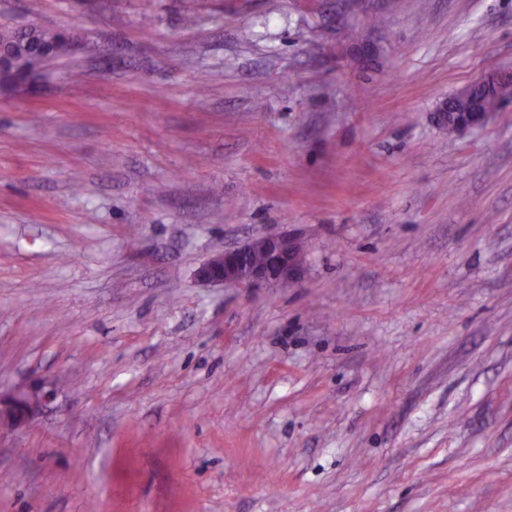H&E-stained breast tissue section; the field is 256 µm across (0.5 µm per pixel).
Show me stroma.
I'll return each mask as SVG.
<instances>
[{
    "instance_id": "1",
    "label": "stroma",
    "mask_w": 512,
    "mask_h": 512,
    "mask_svg": "<svg viewBox=\"0 0 512 512\" xmlns=\"http://www.w3.org/2000/svg\"><path fill=\"white\" fill-rule=\"evenodd\" d=\"M154 19L151 29L142 16ZM0 512H512V0H0ZM206 74V92L197 77ZM295 238L288 286L202 282ZM78 46L77 39L68 32L59 42L58 55H69ZM58 55L46 57L29 49L22 51L17 58L16 71L23 73L15 74L10 72L13 61L11 53L5 48L2 49L0 45V90L13 94L28 92L43 76L42 70L29 69L43 68L50 61L59 58ZM493 78H478L463 89L458 91L456 94L450 96L452 100H458L468 102L475 88L482 84H488V86L494 91V93L503 102L512 98V75L508 74L505 76L493 75ZM494 93L488 92H475L474 99L478 102L480 107L485 110L468 109L462 112H448L453 116V128L457 133H463L475 128H478L488 120L491 116V112L497 110L502 104L501 101L496 98ZM55 395L56 389L53 387H17L6 392L0 390V428L5 426L15 431L23 430L39 409Z\"/></svg>"
}]
</instances>
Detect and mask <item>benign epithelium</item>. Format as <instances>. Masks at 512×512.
<instances>
[{"label":"benign epithelium","mask_w":512,"mask_h":512,"mask_svg":"<svg viewBox=\"0 0 512 512\" xmlns=\"http://www.w3.org/2000/svg\"><path fill=\"white\" fill-rule=\"evenodd\" d=\"M12 61L11 53L0 48V90L13 94L25 93L41 79L43 71L29 70L15 74L10 72ZM482 84L488 85L504 102L512 98V75L508 74L478 78L450 96V99L467 102L474 89ZM452 116L454 131L463 133L484 125L491 113L472 108L454 112ZM257 247L262 248L267 255L263 265H254L247 260L251 251ZM297 265L298 249L294 240L286 234H270L214 255L199 267L197 276L203 282L221 285L286 283L294 278ZM55 395L56 389L53 387H17L6 392L0 391V427L23 430L39 409Z\"/></svg>","instance_id":"7a95c632"}]
</instances>
